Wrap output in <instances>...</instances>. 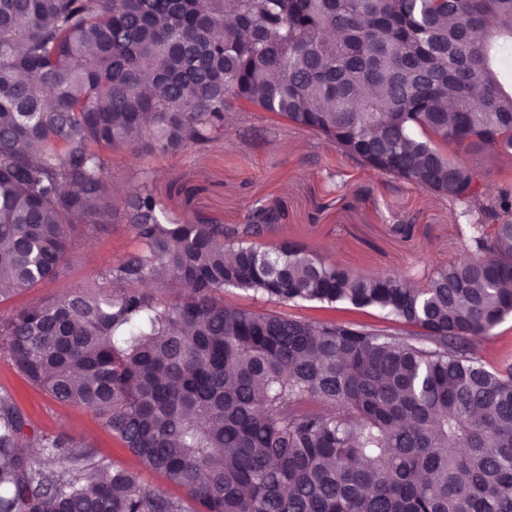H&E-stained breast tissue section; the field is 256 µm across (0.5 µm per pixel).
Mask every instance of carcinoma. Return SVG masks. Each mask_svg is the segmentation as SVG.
I'll return each instance as SVG.
<instances>
[{
  "label": "carcinoma",
  "instance_id": "carcinoma-1",
  "mask_svg": "<svg viewBox=\"0 0 512 512\" xmlns=\"http://www.w3.org/2000/svg\"><path fill=\"white\" fill-rule=\"evenodd\" d=\"M512 0H0V298L64 276L105 228L112 153L200 148L250 104L461 207L466 262L360 276L243 224L170 214L147 172L137 250L0 319V350L99 416L190 504L30 429L0 395V512H512V365L473 341L512 314ZM185 290L175 302L160 288ZM376 309L409 330L255 312ZM469 158L474 162L484 163L485 167L492 171L486 181L487 189L490 192L496 193L499 188H510V186L512 188V164L510 166L506 162H491L487 159L486 153L473 154Z\"/></svg>",
  "mask_w": 512,
  "mask_h": 512
}]
</instances>
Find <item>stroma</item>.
Instances as JSON below:
<instances>
[{"label": "stroma", "mask_w": 512, "mask_h": 512, "mask_svg": "<svg viewBox=\"0 0 512 512\" xmlns=\"http://www.w3.org/2000/svg\"><path fill=\"white\" fill-rule=\"evenodd\" d=\"M142 170L152 176L163 204L183 217L242 224L257 201L279 202L287 212L282 238L316 248L326 262L356 272L404 273L453 263L465 253V221L458 207L359 166L313 134L266 112L233 113L223 136L200 149L113 154L110 178L120 190H128L133 175ZM137 248L121 212H114L106 231L83 238L66 278L0 302V318L91 280L101 267ZM283 312L309 320L396 326L378 310L344 305L330 309L301 302ZM474 347L489 365L512 363V316L477 338ZM1 393L9 394L39 431L82 437L96 461L134 469L162 493L184 498L183 489L143 465L93 413L57 402L0 353Z\"/></svg>", "instance_id": "stroma-1"}]
</instances>
